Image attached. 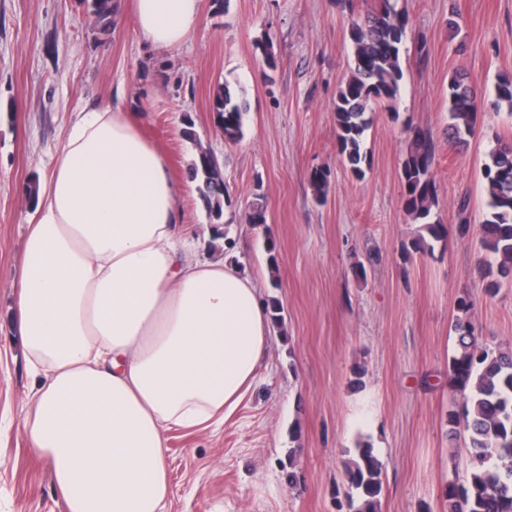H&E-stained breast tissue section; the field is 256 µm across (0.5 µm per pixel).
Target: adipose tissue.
Wrapping results in <instances>:
<instances>
[{
    "mask_svg": "<svg viewBox=\"0 0 512 512\" xmlns=\"http://www.w3.org/2000/svg\"><path fill=\"white\" fill-rule=\"evenodd\" d=\"M154 47L195 32L199 0H135ZM186 189L122 105L72 115L32 201L13 322L36 378L21 431L65 512H165L172 430L224 422L270 348L255 280L179 234Z\"/></svg>",
    "mask_w": 512,
    "mask_h": 512,
    "instance_id": "adipose-tissue-1",
    "label": "adipose tissue"
}]
</instances>
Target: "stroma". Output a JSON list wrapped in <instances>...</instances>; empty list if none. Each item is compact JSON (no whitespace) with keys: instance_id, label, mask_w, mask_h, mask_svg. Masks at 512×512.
<instances>
[{"instance_id":"35a3bbf8","label":"stroma","mask_w":512,"mask_h":512,"mask_svg":"<svg viewBox=\"0 0 512 512\" xmlns=\"http://www.w3.org/2000/svg\"><path fill=\"white\" fill-rule=\"evenodd\" d=\"M199 4L194 36L159 49L127 10L103 34L79 0H0V512H65L48 465L19 430L34 386L10 320L27 187L49 172L73 113L118 101L142 113L147 136L183 180L192 149L181 130L184 117L193 119L229 191L227 255L263 300L283 307L267 363L236 413L203 432L169 433L168 512H349L344 463L361 435L385 466L380 512H444L448 481L470 466L462 437L448 435L459 299H475L483 336L512 346V284L483 293L478 229L488 136L512 138V115L493 105L499 75L512 74V0H399L409 17L403 91L394 110L374 116L361 179L336 157L334 103L350 72L348 30L377 0ZM266 45L277 60L269 83ZM457 70L485 93L483 133L464 148L447 133ZM226 81L249 104L234 144L211 109ZM410 125L435 144L436 211L451 232L433 254L406 259L404 245L422 231L401 204ZM325 167L330 187L320 203L310 175ZM259 198L267 223H246ZM464 218L471 229L461 238L452 229ZM359 368L364 384L355 390Z\"/></svg>"}]
</instances>
